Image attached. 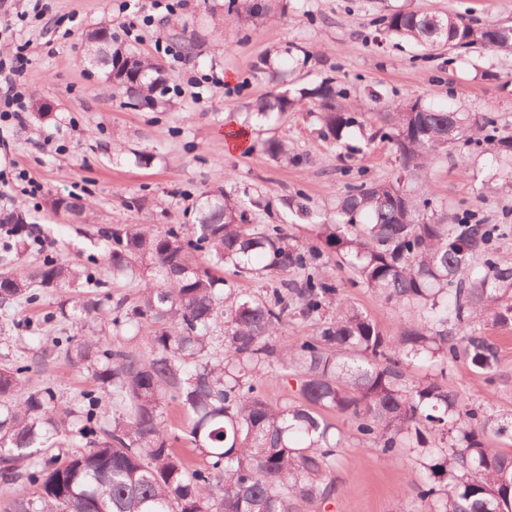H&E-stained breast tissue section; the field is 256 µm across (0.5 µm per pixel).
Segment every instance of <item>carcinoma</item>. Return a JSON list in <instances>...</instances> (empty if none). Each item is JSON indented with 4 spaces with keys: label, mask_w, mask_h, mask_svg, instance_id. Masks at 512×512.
I'll list each match as a JSON object with an SVG mask.
<instances>
[{
    "label": "carcinoma",
    "mask_w": 512,
    "mask_h": 512,
    "mask_svg": "<svg viewBox=\"0 0 512 512\" xmlns=\"http://www.w3.org/2000/svg\"><path fill=\"white\" fill-rule=\"evenodd\" d=\"M241 17L263 15L262 0H237ZM389 35L425 51L512 49V25L476 23L454 14L438 30L431 15L395 9L376 20ZM187 55L201 47L185 22L178 35ZM85 59L124 92L128 105L156 109L158 67L147 59L127 67L132 54L108 21L86 33ZM336 88L313 87L256 99L252 110L270 118L316 106L320 134L332 148L359 124L338 103ZM380 138L390 141L406 172L419 175L461 138L484 131L496 156L512 157V135H496L490 114L472 115L414 102L386 113ZM261 149L286 161L288 146L270 138ZM420 200L401 180L360 183L336 201L335 219L316 225L318 246L306 247L281 224L252 225L239 201L210 194L197 207L196 223L163 228L124 224L104 231L112 277L144 280L133 303L116 302L117 316L148 323L147 350H128L121 337L56 338L65 358L91 374L112 395V420L104 421L98 397L85 408L55 402L51 388L24 391L27 365L0 371V483L24 485L0 512H297L300 502L325 500L336 491L327 478L335 460L336 427L326 412L345 416L374 440L385 460L401 444L425 449L448 440L444 461L423 464L432 476L449 469L451 482L419 487L437 512H512V456L490 445L512 437V417L480 408L461 409L457 393L435 381H415L414 361L464 358L489 374L497 348L472 326L483 318L512 326V266L499 262L495 244L512 236L511 224H482L471 215L450 223L425 217ZM55 214L81 217L88 203L76 195L51 198ZM5 228L0 251L10 255L25 238L24 210ZM334 253L356 283L380 302L419 309V318L388 338L365 312L343 297L321 271ZM225 267L270 288L248 295L215 271ZM99 282L74 263L52 258L24 273L0 275V306L35 302L47 288ZM317 325L301 341L284 336L288 319ZM264 367L297 381L298 399L274 403L250 381ZM181 403L184 431L205 460L179 456L164 430L163 401ZM92 448L65 458L51 453L68 425Z\"/></svg>",
    "instance_id": "1"
}]
</instances>
